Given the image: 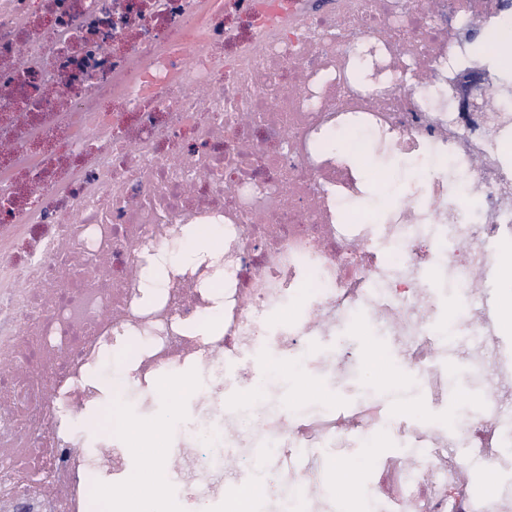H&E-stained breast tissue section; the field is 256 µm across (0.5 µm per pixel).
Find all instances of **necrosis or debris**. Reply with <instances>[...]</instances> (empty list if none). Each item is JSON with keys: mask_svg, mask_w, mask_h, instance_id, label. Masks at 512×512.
Masks as SVG:
<instances>
[{"mask_svg": "<svg viewBox=\"0 0 512 512\" xmlns=\"http://www.w3.org/2000/svg\"><path fill=\"white\" fill-rule=\"evenodd\" d=\"M476 31L512 42V0H298L285 29L244 35L223 0H0V512H99L118 493L110 449L125 421L94 449L82 424L95 399L85 377L119 337L141 342L121 367L147 409L169 394L160 368L193 365L194 384L271 337L300 351L313 328L358 310L396 329L407 360L433 361L421 228L447 240L468 299L492 245L512 238V89L472 56ZM477 67L486 109L465 112L459 79ZM367 151L413 176L379 212ZM192 225L224 230L223 288L209 267L175 270L144 304L138 270ZM298 296L305 315L270 331L265 314ZM219 301L223 333L193 336ZM470 333L486 366L494 331L476 313ZM486 368L485 413L460 433L494 471L501 376ZM228 388L199 391L162 461L198 512L251 472L249 431L275 438L265 470L281 492L322 483L352 420L391 422L427 450L391 512H485L458 492L448 441L427 424L379 405L286 419L258 398L229 434ZM297 448L319 455L300 466Z\"/></svg>", "mask_w": 512, "mask_h": 512, "instance_id": "1", "label": "necrosis or debris"}]
</instances>
